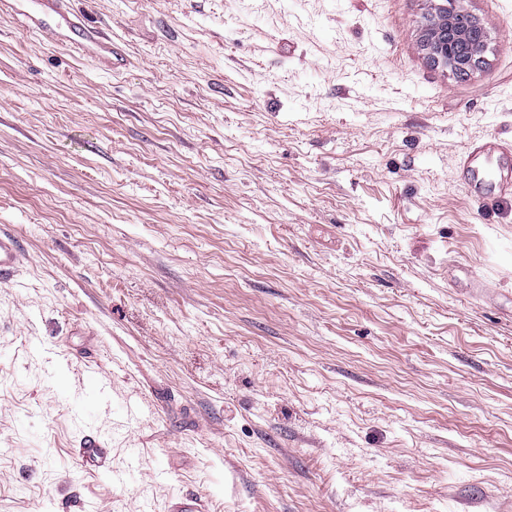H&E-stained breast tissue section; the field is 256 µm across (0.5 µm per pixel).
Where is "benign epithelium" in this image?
Here are the masks:
<instances>
[{"label":"benign epithelium","mask_w":512,"mask_h":512,"mask_svg":"<svg viewBox=\"0 0 512 512\" xmlns=\"http://www.w3.org/2000/svg\"><path fill=\"white\" fill-rule=\"evenodd\" d=\"M457 0H440L423 22L422 47L429 60L465 76L482 64L487 32L475 16L459 10Z\"/></svg>","instance_id":"1"}]
</instances>
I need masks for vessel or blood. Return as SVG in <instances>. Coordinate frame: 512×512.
Listing matches in <instances>:
<instances>
[{
    "label": "vessel or blood",
    "instance_id": "b4317fda",
    "mask_svg": "<svg viewBox=\"0 0 512 512\" xmlns=\"http://www.w3.org/2000/svg\"><path fill=\"white\" fill-rule=\"evenodd\" d=\"M67 0H0V10L9 9L21 27L46 39L60 42L90 56L104 70L120 65V47L105 32L71 19ZM471 182L501 199H512V147L490 137L471 147L459 160ZM23 255L18 237L0 234V282L10 280ZM80 454L86 464L106 471L104 450L93 437H85Z\"/></svg>",
    "mask_w": 512,
    "mask_h": 512
}]
</instances>
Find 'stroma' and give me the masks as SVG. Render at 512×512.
<instances>
[{
  "label": "stroma",
  "mask_w": 512,
  "mask_h": 512,
  "mask_svg": "<svg viewBox=\"0 0 512 512\" xmlns=\"http://www.w3.org/2000/svg\"><path fill=\"white\" fill-rule=\"evenodd\" d=\"M457 6L467 77L433 0H70L111 72L0 14V512H512V201L458 166L512 0ZM423 22L422 47L434 64L465 76L482 64L487 32L475 16L459 10L457 0H440ZM23 249L18 237L10 233L0 234V282L10 280L18 268ZM79 452L86 464L95 466L98 471L111 473L112 469H108V465L103 459L104 448H102V445L97 439L86 436Z\"/></svg>",
  "instance_id": "1"
}]
</instances>
